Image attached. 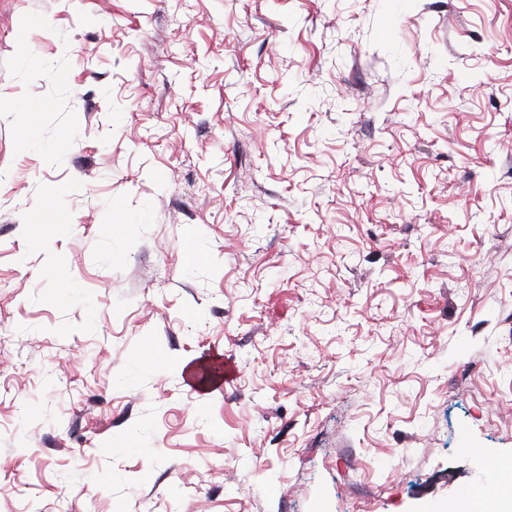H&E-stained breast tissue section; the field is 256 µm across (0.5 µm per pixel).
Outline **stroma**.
I'll use <instances>...</instances> for the list:
<instances>
[{
    "mask_svg": "<svg viewBox=\"0 0 512 512\" xmlns=\"http://www.w3.org/2000/svg\"><path fill=\"white\" fill-rule=\"evenodd\" d=\"M487 461L512 0H0V512H458Z\"/></svg>",
    "mask_w": 512,
    "mask_h": 512,
    "instance_id": "35a3bbf8",
    "label": "stroma"
}]
</instances>
